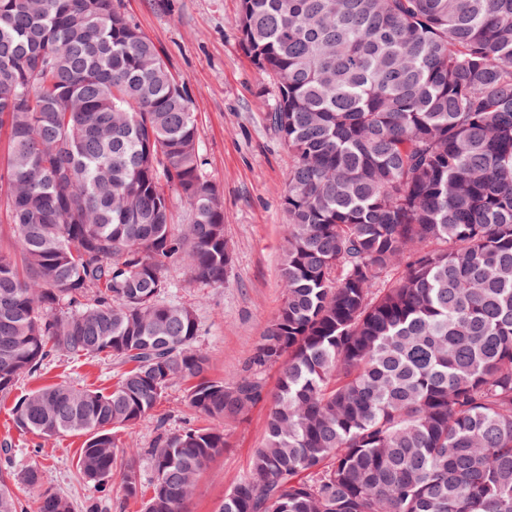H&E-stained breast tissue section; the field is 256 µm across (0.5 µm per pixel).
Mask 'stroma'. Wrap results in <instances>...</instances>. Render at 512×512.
Wrapping results in <instances>:
<instances>
[{
    "instance_id": "stroma-1",
    "label": "stroma",
    "mask_w": 512,
    "mask_h": 512,
    "mask_svg": "<svg viewBox=\"0 0 512 512\" xmlns=\"http://www.w3.org/2000/svg\"><path fill=\"white\" fill-rule=\"evenodd\" d=\"M119 9L163 52L173 72L189 89L198 125L199 148L209 178L224 199V231L231 262L223 286L203 287L186 267L167 270L175 300L191 306L200 327L198 343L210 373L233 378L244 373L254 345L276 316L284 298L283 196L292 156L267 121L277 86L247 57L235 26L240 0H115ZM117 360H73L57 356L35 376L22 378L0 394V471L14 475L41 469L47 485L69 497L74 512H87L96 491L77 469L82 437L43 439L19 431L12 420L15 400L43 385L67 382L106 391L124 372ZM268 404L247 418L223 422L226 447L198 480L184 512H214L246 472L251 454L261 446ZM209 418L187 403L184 384L169 389L156 410L119 434L122 445L138 449L136 465L143 495L150 494L149 450L161 431L211 426Z\"/></svg>"
}]
</instances>
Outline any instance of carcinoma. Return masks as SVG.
I'll return each mask as SVG.
<instances>
[{"instance_id": "cac0c4a2", "label": "carcinoma", "mask_w": 512, "mask_h": 512, "mask_svg": "<svg viewBox=\"0 0 512 512\" xmlns=\"http://www.w3.org/2000/svg\"><path fill=\"white\" fill-rule=\"evenodd\" d=\"M235 25L293 164L284 300L224 380L164 274L230 263L186 86L114 0H0V392L57 354L130 365L20 397L15 426L84 436L79 473L136 497L115 433L187 381L213 419L272 403L217 512H512V0H240ZM225 446L162 434L143 512H183ZM0 512H27L2 475Z\"/></svg>"}]
</instances>
